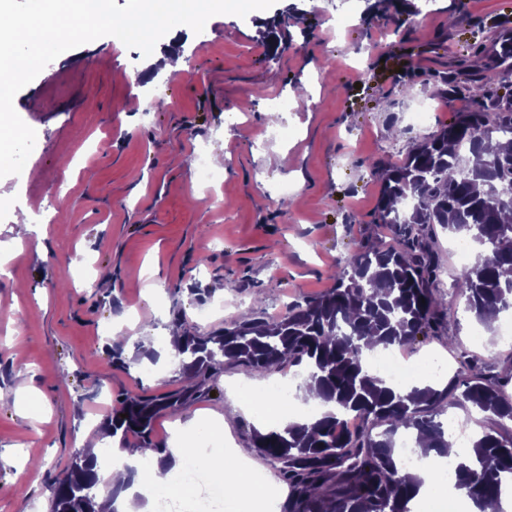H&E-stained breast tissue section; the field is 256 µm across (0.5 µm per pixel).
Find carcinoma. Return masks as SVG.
Wrapping results in <instances>:
<instances>
[{
    "mask_svg": "<svg viewBox=\"0 0 512 512\" xmlns=\"http://www.w3.org/2000/svg\"><path fill=\"white\" fill-rule=\"evenodd\" d=\"M473 81L475 109L427 136L388 170L377 223L393 244L359 249L337 264L333 287L288 306L273 318L234 320L200 335L174 337L175 359L184 385L167 393L123 394L108 416L110 436L126 448L135 439L143 451L161 455L154 441L156 419L174 413L214 388L224 365L252 372L305 366L306 385L316 387L334 409L311 423L253 431V447L290 489L281 512H411L409 503L423 480L400 476L396 442L402 433L428 439L423 455L448 454L441 417L471 406L512 421V395L473 361L468 373L442 390L414 386L403 392L374 374L366 355L376 338L388 349L413 348L432 336L442 318L434 284L443 273L434 252L435 227L473 243L474 261L448 274L450 288L466 310L485 325L512 309V98ZM493 139L506 145L489 152ZM411 197L414 207L402 211ZM471 456L457 464L454 487L480 509L512 484V436L473 432ZM117 489L103 482L99 457L73 455L56 479L50 512H102L101 494Z\"/></svg>",
    "mask_w": 512,
    "mask_h": 512,
    "instance_id": "carcinoma-1",
    "label": "carcinoma"
}]
</instances>
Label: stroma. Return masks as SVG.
I'll return each mask as SVG.
<instances>
[{
    "label": "stroma",
    "instance_id": "1",
    "mask_svg": "<svg viewBox=\"0 0 512 512\" xmlns=\"http://www.w3.org/2000/svg\"><path fill=\"white\" fill-rule=\"evenodd\" d=\"M411 2L276 0L216 15L181 32L187 71L141 85L146 57L103 36L17 93L36 141L22 172L0 178V512H49L55 477L120 394L182 386L177 363L159 362L168 321L207 333L279 315L331 288L349 253L390 244L376 222L386 164L471 106L474 59L491 63L512 41V0ZM278 97L286 110L272 108ZM427 98L439 103L428 124H410ZM217 154L222 178L204 181L197 161ZM38 211L50 222L18 243L17 216ZM444 308L447 325L412 355L447 363L431 385L467 355L512 375L511 345L490 346L463 299L446 295ZM118 328L136 342L115 348ZM288 376L225 365L212 394L156 419L154 438L226 417L212 445L285 502L252 446L259 416L234 412L227 391Z\"/></svg>",
    "mask_w": 512,
    "mask_h": 512
}]
</instances>
